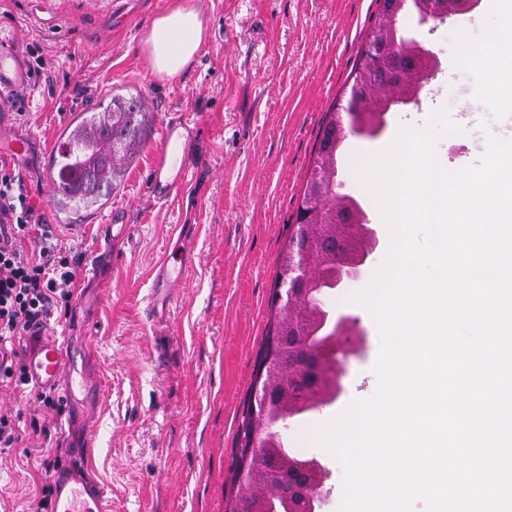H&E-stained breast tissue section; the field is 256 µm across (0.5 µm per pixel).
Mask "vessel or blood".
<instances>
[{
    "mask_svg": "<svg viewBox=\"0 0 512 512\" xmlns=\"http://www.w3.org/2000/svg\"><path fill=\"white\" fill-rule=\"evenodd\" d=\"M35 76L26 65L18 47L0 40V153L7 151L16 155L29 152L32 141L18 133L8 122L9 106L4 97L26 91L34 83ZM198 128L182 114L172 113L158 131V149L150 169L147 191L158 201L171 198L174 192L187 181L189 171L184 158L189 144L196 138ZM170 260H163L155 270L150 294L149 312L152 317L163 318L171 304L175 288L181 275L172 273ZM28 377L42 389H61L64 402L75 397L74 385L70 383L71 369L57 341L40 344L26 358ZM55 493L52 512H111V506L94 487L88 486L81 471L76 467L58 470L54 477Z\"/></svg>",
    "mask_w": 512,
    "mask_h": 512,
    "instance_id": "b4317fda",
    "label": "vessel or blood"
}]
</instances>
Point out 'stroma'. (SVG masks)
I'll list each match as a JSON object with an SVG mask.
<instances>
[{
  "label": "stroma",
  "instance_id": "obj_1",
  "mask_svg": "<svg viewBox=\"0 0 512 512\" xmlns=\"http://www.w3.org/2000/svg\"><path fill=\"white\" fill-rule=\"evenodd\" d=\"M0 0V39L19 50L39 46L46 66L24 94L15 128L35 139L15 168L54 236L79 261L70 315L51 322L50 338L77 355L91 390L78 405L46 408L33 386L0 382V411L11 414L21 440L0 454V512H33L46 482L42 460L84 469L108 496L112 512H226L235 482L238 430L249 406L261 354L275 324L272 295L281 257L297 224L322 128L345 105L378 0H195L207 37L180 75L159 77L145 39L161 13L183 0ZM500 12L476 0L435 30L414 12L400 20L406 35L436 58V74L416 101L395 106L374 136L349 135L336 164L338 190L376 209L355 168L393 132L447 108L451 120L471 105L475 74L460 58L501 28ZM140 95L152 121L106 208L115 224L60 212L46 185L47 155L71 115L114 95ZM198 123L186 161L189 183L166 201L145 185L157 131L169 113ZM480 125L443 137L437 153L449 168L477 165L485 136L512 116V99L480 108ZM378 245L364 273L327 297L350 315L361 341L342 360L335 400L284 431L291 448L326 469L319 512H337L342 470L307 444L313 427L373 394L380 340L363 307L346 302L364 288L388 244ZM189 254L169 319L150 323L147 299L157 262L175 246Z\"/></svg>",
  "mask_w": 512,
  "mask_h": 512
}]
</instances>
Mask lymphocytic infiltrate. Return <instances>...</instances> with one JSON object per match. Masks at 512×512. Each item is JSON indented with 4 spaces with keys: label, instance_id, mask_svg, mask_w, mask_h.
Segmentation results:
<instances>
[{
    "label": "lymphocytic infiltrate",
    "instance_id": "lymphocytic-infiltrate-1",
    "mask_svg": "<svg viewBox=\"0 0 512 512\" xmlns=\"http://www.w3.org/2000/svg\"><path fill=\"white\" fill-rule=\"evenodd\" d=\"M36 224L25 180L0 159V378L18 386L28 382L26 367L10 342L68 305L77 278L76 259L65 255L50 230L32 235ZM28 235L33 247L26 251L19 242Z\"/></svg>",
    "mask_w": 512,
    "mask_h": 512
}]
</instances>
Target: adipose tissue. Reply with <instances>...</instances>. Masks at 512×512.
Returning a JSON list of instances; mask_svg holds the SVG:
<instances>
[{"label":"adipose tissue","mask_w":512,"mask_h":512,"mask_svg":"<svg viewBox=\"0 0 512 512\" xmlns=\"http://www.w3.org/2000/svg\"><path fill=\"white\" fill-rule=\"evenodd\" d=\"M507 13L506 25L463 61L477 78V99L491 103L497 96L512 94V0H487ZM205 37L200 12L191 0L155 19L145 41L150 65L164 78L180 74L195 58Z\"/></svg>","instance_id":"1"}]
</instances>
